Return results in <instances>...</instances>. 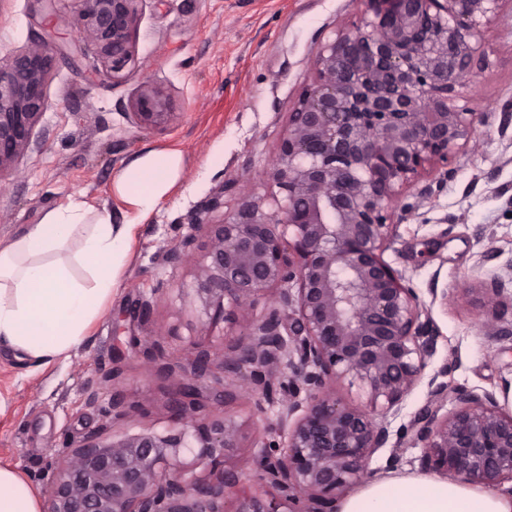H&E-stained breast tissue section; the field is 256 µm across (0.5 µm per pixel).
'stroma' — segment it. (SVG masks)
Listing matches in <instances>:
<instances>
[{"instance_id":"35a3bbf8","label":"stroma","mask_w":512,"mask_h":512,"mask_svg":"<svg viewBox=\"0 0 512 512\" xmlns=\"http://www.w3.org/2000/svg\"><path fill=\"white\" fill-rule=\"evenodd\" d=\"M364 0H140L133 32L134 61L121 80L98 81L85 40L63 29L64 46L47 82L50 102L34 129L37 149L0 180V241L22 234L49 210L82 198L129 218L112 194V173L141 150H176L184 172L169 197L133 230L131 258L112 300L68 358L37 369L0 348V466L20 472L44 492L55 462L88 437L166 432L181 366L202 352L238 342L229 323L210 322L195 299L197 268L207 227L235 206L202 204L223 183L237 180L269 202L281 138L302 90L316 78L319 47L345 23L358 21ZM45 35L39 0H0V56ZM483 58L466 77L456 104L476 113V130L460 143L448 172L431 176L433 193L403 190L393 205L397 234L384 258L414 288L439 330L429 360L400 411L387 415L391 431L408 426L428 398L440 368L446 380L476 392L500 393L512 380V340L488 335L481 283L505 279L500 302L512 324V0H500L482 28ZM164 88L175 117L162 129L137 127L133 103L144 86ZM192 238L187 260L162 262L163 250ZM496 248L499 259L483 262ZM446 289L449 300L433 298ZM151 314L141 319L137 301ZM120 397L123 415L112 417ZM225 412L241 426L239 448L227 467L254 475L259 446L278 409L257 394H240Z\"/></svg>"}]
</instances>
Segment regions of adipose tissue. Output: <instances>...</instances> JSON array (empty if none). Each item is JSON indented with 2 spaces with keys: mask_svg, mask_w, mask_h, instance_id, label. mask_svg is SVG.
Wrapping results in <instances>:
<instances>
[{
  "mask_svg": "<svg viewBox=\"0 0 512 512\" xmlns=\"http://www.w3.org/2000/svg\"><path fill=\"white\" fill-rule=\"evenodd\" d=\"M177 151L148 149L117 169L112 193L153 213L182 174ZM130 256V226L74 198L0 243V342L17 359L51 365L87 336ZM337 512H512V493L440 476L386 474L336 505ZM30 482L0 466V512H42Z\"/></svg>",
  "mask_w": 512,
  "mask_h": 512,
  "instance_id": "ef3b65f1",
  "label": "adipose tissue"
}]
</instances>
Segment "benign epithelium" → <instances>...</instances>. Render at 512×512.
Here are the masks:
<instances>
[{
	"label": "benign epithelium",
	"mask_w": 512,
	"mask_h": 512,
	"mask_svg": "<svg viewBox=\"0 0 512 512\" xmlns=\"http://www.w3.org/2000/svg\"><path fill=\"white\" fill-rule=\"evenodd\" d=\"M53 2L46 0L47 37L0 57V177L33 148L60 25L82 32L102 80H119L134 60L139 0H72L65 21ZM365 2L359 23L321 46L316 81L289 113L270 207L235 181L202 206L217 209L225 192H237L223 222L208 225L195 291L211 321L239 330L238 345L199 354L182 370L169 431L91 436L57 461L51 512H336V492L364 478L374 453L390 444L389 464L398 461L402 441L390 442L385 418L418 384L439 331L383 258L397 232L392 206L403 189L448 168L457 142L474 133L473 113L451 101L482 56L480 27L500 0ZM133 108L144 128L173 116L168 95L154 86ZM502 288L500 279L480 288L484 326L509 339ZM272 289L267 315L240 319ZM447 374L445 366L431 378L428 402L406 428L424 449L421 468L460 483L512 482V412L492 392L438 381ZM207 375L222 406L258 392L280 408L277 438L261 444L250 485L225 468L241 426L204 413L194 382ZM345 384L365 390L366 404L339 397ZM446 403L453 409L443 414ZM196 466L203 477L188 476Z\"/></svg>",
	"instance_id": "7a95c632"
}]
</instances>
